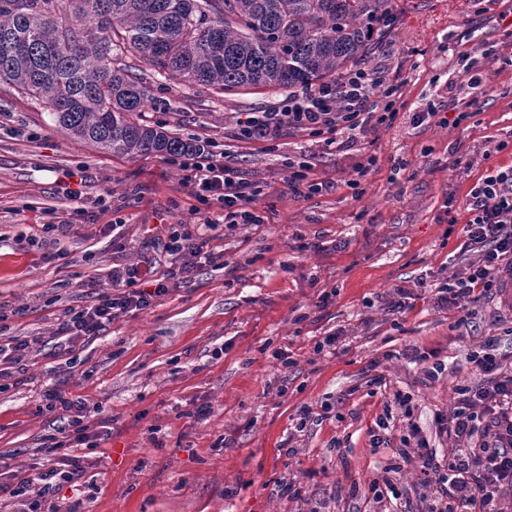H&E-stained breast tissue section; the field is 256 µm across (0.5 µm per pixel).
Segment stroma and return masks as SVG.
<instances>
[{
	"label": "stroma",
	"mask_w": 512,
	"mask_h": 512,
	"mask_svg": "<svg viewBox=\"0 0 512 512\" xmlns=\"http://www.w3.org/2000/svg\"><path fill=\"white\" fill-rule=\"evenodd\" d=\"M394 7L392 32L363 67L396 81L397 114L351 142L328 147L296 129L242 139L238 117L279 109L284 89L153 86L143 120L225 154L260 188L264 221L229 228L212 205L207 235L222 265L169 278L166 296L69 353L57 345L65 310L95 304L113 267L149 261L166 274L167 229L193 223L196 188L168 157L100 152L0 86V345L32 342L25 374L0 362V452L17 474L35 473L47 438L67 425L41 410L44 390L85 402L100 445L73 449L84 475L57 491L62 512L423 507L417 469L395 446L414 422L446 454L436 420L475 380L470 353L494 336L512 362L502 292L468 302L466 318L436 305L437 287L481 257L465 246L470 188L487 169L512 166V0ZM473 99L480 111L465 117ZM441 105L447 124L414 123ZM370 156L375 167L357 177ZM300 163L318 192L285 186ZM73 190L86 223L45 232L49 216H67ZM328 336L335 347L323 346ZM418 354L440 364L435 378ZM398 391L411 396L412 416L385 410ZM203 404L211 412L196 418ZM325 404V418L300 424L302 406ZM386 412L389 445L376 449L371 432ZM385 477L395 492L378 503L369 485Z\"/></svg>",
	"instance_id": "1"
}]
</instances>
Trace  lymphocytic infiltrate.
<instances>
[{
    "instance_id": "lymphocytic-infiltrate-1",
    "label": "lymphocytic infiltrate",
    "mask_w": 512,
    "mask_h": 512,
    "mask_svg": "<svg viewBox=\"0 0 512 512\" xmlns=\"http://www.w3.org/2000/svg\"><path fill=\"white\" fill-rule=\"evenodd\" d=\"M398 87L382 76L362 69L346 73L343 83L325 81L316 88L289 94L281 109L251 112L239 121L241 136L278 139L284 130L298 128L323 137L326 144L341 138H355L370 123L393 120ZM189 181L197 187L201 205L220 204L224 222L258 224L262 218L253 204L258 188L241 178L220 155L204 152L198 160L184 162ZM471 217L466 233L470 245L479 247L482 259L463 277L449 278L438 288L440 308L461 305L475 291L499 288L502 262L512 256V167L487 170L470 191ZM166 250L171 268L189 274L201 262L213 263L217 253L210 240L184 224L168 229ZM116 294H102L97 303L85 308L67 309L60 323L64 350L97 335L113 319L131 310L149 307L168 292L167 278L152 268L128 266L112 271ZM470 359L478 378L459 388V399L448 416L439 418L440 431L451 446L446 456L419 441H402L397 449L403 461L418 460L421 485L426 490L423 512H512V368H506L497 354L495 337H488L473 351ZM46 411L69 415L67 433L52 437L46 453L55 456L54 466L21 478L16 484L0 487L14 499L16 512H60L55 493L60 484L77 482L82 468L67 454L71 448L94 449L98 432L86 425L87 406L65 399L55 391L43 394Z\"/></svg>"
}]
</instances>
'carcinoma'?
I'll return each mask as SVG.
<instances>
[{
	"mask_svg": "<svg viewBox=\"0 0 512 512\" xmlns=\"http://www.w3.org/2000/svg\"><path fill=\"white\" fill-rule=\"evenodd\" d=\"M392 0H0V85L113 155L189 154L146 123L152 82L230 93L339 81L390 34Z\"/></svg>",
	"mask_w": 512,
	"mask_h": 512,
	"instance_id": "carcinoma-1",
	"label": "carcinoma"
}]
</instances>
